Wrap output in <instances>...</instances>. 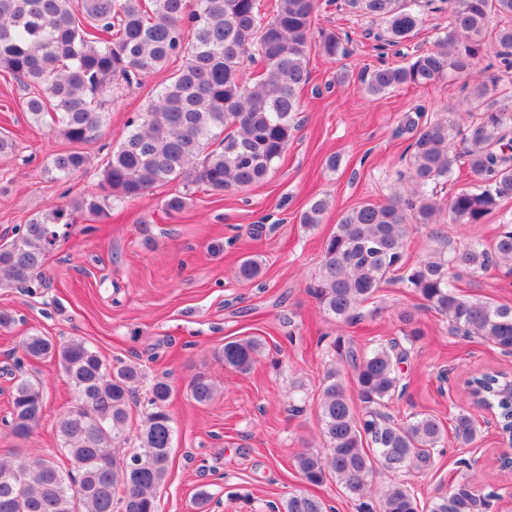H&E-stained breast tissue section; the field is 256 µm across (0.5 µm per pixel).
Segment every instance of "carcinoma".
<instances>
[{"instance_id": "obj_1", "label": "carcinoma", "mask_w": 512, "mask_h": 512, "mask_svg": "<svg viewBox=\"0 0 512 512\" xmlns=\"http://www.w3.org/2000/svg\"><path fill=\"white\" fill-rule=\"evenodd\" d=\"M270 17L259 0H0V71L19 80L22 110L40 124L51 116L53 132L73 148L54 156L50 171L59 179L87 169L77 146L92 141L106 117L105 95L132 79L182 59L147 111L127 125L122 142L101 165L100 193L56 206L32 218L14 238L0 244V286L27 288L45 266L47 239L74 216H100L112 204L137 198L171 183L182 190L164 200L170 211L186 205L194 188L219 195L266 181L284 156L298 128L299 92L308 79L316 49L334 58L346 52L339 35L314 33L319 0H276ZM346 5L381 19L379 39L395 46L421 23L420 8L448 12V32L433 47L401 66L381 65L362 79L371 96L403 86L427 87L449 74L478 77L472 96L459 108L432 115L421 107L406 114L400 130L410 135L407 174L385 204L361 203L344 213L323 241L318 276L307 285L323 311L344 327L373 313L378 293L389 282L417 295L448 320L449 331L478 337L512 354V306L463 293L456 284L477 279L500 266L512 268V224L500 225L488 248L469 245L451 252L434 250L414 263L404 261L414 224H483L512 200V110L500 104L501 74L512 71V0H346ZM506 20L497 32L500 50L483 62L492 17ZM262 70L248 81L245 63ZM467 169L475 189L443 199L439 190L457 170ZM327 201L309 202L300 217L307 229L321 223ZM235 275L252 281L262 275L257 259H242ZM422 332L380 338L361 347L340 333L330 345L335 362L325 372L320 397L322 448L299 453L296 470L309 487L336 479L360 500V512H491L496 491L481 492L479 475L461 478L422 505L403 482L391 484L372 503L376 472L423 473L433 467L434 451L446 436L441 419L416 413L397 421L389 404L404 394L402 364ZM266 341L245 336L224 342V366L250 373ZM18 361L53 360L65 374L75 405L57 422L58 451L76 472L62 471L51 456H28L16 448L0 456V512H157L156 493L164 483L173 447L169 412L172 385L153 382L143 414L138 447L122 458L116 445L126 439L131 403L143 373L135 362L108 365L80 339L58 343L31 334L19 343ZM509 379L495 371L465 381L466 395H479L512 431ZM188 388L202 406L217 389L203 372ZM42 385L26 377L12 390V434L24 440L44 413ZM453 430L464 443L479 429L461 410ZM273 512H327L323 498L302 489Z\"/></svg>"}]
</instances>
